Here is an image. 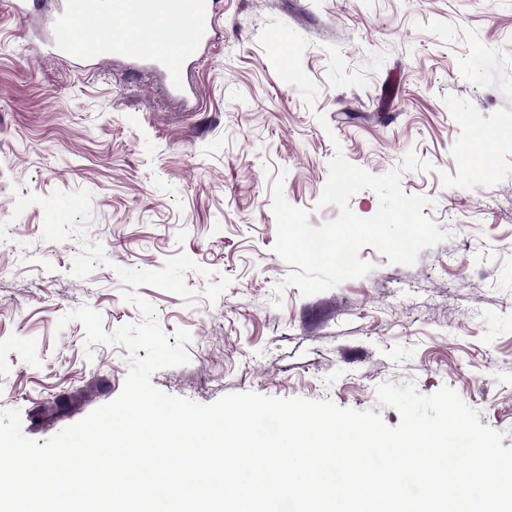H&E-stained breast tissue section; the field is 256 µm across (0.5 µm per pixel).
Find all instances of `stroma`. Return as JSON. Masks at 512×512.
<instances>
[{"label":"stroma","instance_id":"obj_1","mask_svg":"<svg viewBox=\"0 0 512 512\" xmlns=\"http://www.w3.org/2000/svg\"><path fill=\"white\" fill-rule=\"evenodd\" d=\"M219 27L179 100L123 60L48 55L40 17L0 0V412L42 444L116 399L133 354L86 347L62 317L89 306L109 334L144 322L118 268L183 253L192 303L138 289L166 333L190 335L187 363L151 376L163 393L328 400L394 427L379 385L448 387L512 447V0H222ZM410 151L430 168L401 187L448 239L410 265L366 246L365 276L289 285L275 178L317 227L339 214L320 202L335 154L379 176ZM78 189L107 257L83 278L78 240L43 241L40 204Z\"/></svg>","mask_w":512,"mask_h":512}]
</instances>
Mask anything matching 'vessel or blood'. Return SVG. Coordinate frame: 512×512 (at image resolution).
Segmentation results:
<instances>
[{
  "instance_id": "obj_1",
  "label": "vessel or blood",
  "mask_w": 512,
  "mask_h": 512,
  "mask_svg": "<svg viewBox=\"0 0 512 512\" xmlns=\"http://www.w3.org/2000/svg\"><path fill=\"white\" fill-rule=\"evenodd\" d=\"M41 45L66 55L78 30H100L94 58L117 57L160 73L172 94L188 92V67L215 43L218 0H57ZM123 28H113V20Z\"/></svg>"
}]
</instances>
